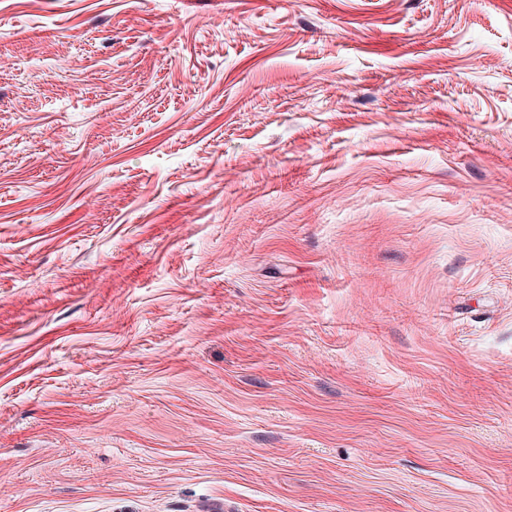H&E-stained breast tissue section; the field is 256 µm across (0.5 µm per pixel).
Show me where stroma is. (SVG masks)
<instances>
[{
  "label": "stroma",
  "mask_w": 512,
  "mask_h": 512,
  "mask_svg": "<svg viewBox=\"0 0 512 512\" xmlns=\"http://www.w3.org/2000/svg\"><path fill=\"white\" fill-rule=\"evenodd\" d=\"M217 506L512 512V0H0V512Z\"/></svg>",
  "instance_id": "1"
}]
</instances>
